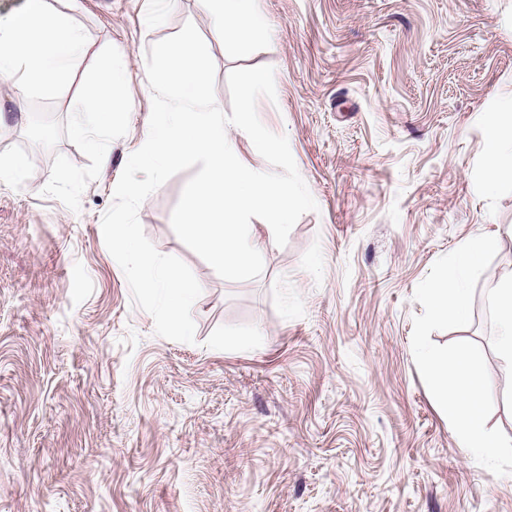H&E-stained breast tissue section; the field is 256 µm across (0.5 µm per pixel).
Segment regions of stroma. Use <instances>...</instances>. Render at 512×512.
<instances>
[{
    "mask_svg": "<svg viewBox=\"0 0 512 512\" xmlns=\"http://www.w3.org/2000/svg\"><path fill=\"white\" fill-rule=\"evenodd\" d=\"M115 46L132 99L80 211L43 195L60 140L31 150V106L0 80V512H512V475L464 455L415 365L417 285L480 234L512 270V180L486 191L487 122L512 99V0H262L265 30L225 37L201 0H48ZM162 12L149 28L145 15ZM193 23L229 73L272 66L257 113L286 135L318 204L262 275L230 282L174 233L190 177L139 220L201 285L196 341L159 337L100 233L146 140V54Z\"/></svg>",
    "mask_w": 512,
    "mask_h": 512,
    "instance_id": "1",
    "label": "stroma"
}]
</instances>
